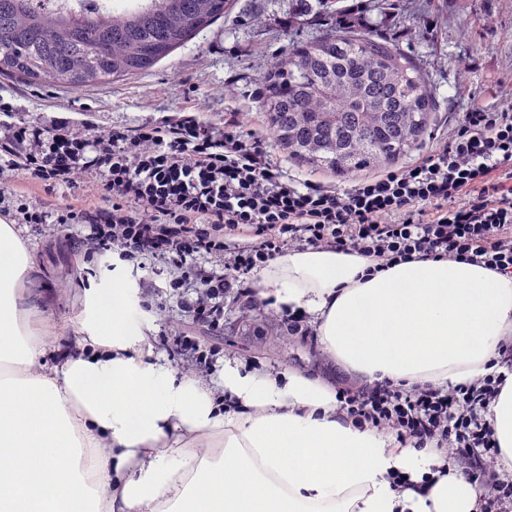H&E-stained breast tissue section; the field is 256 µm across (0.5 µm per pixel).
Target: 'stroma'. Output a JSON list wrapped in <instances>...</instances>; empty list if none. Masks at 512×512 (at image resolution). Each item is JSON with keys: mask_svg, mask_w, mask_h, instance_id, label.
<instances>
[{"mask_svg": "<svg viewBox=\"0 0 512 512\" xmlns=\"http://www.w3.org/2000/svg\"><path fill=\"white\" fill-rule=\"evenodd\" d=\"M255 14L261 24L252 23ZM340 18L412 51L438 102L422 146L448 136L447 115L459 119L475 105L494 111L512 104V0H395L391 7L385 0H231L222 19L142 73L80 87L0 75V100L16 119L35 122L42 113L59 112L82 129L157 121L182 112L190 99L198 102L202 121L216 127L230 113L244 112L249 130L266 140L293 180L344 189L352 177L293 160L270 140L265 110L266 77L274 58L335 28ZM22 235L35 258L22 294L43 321L39 339L47 353L65 352L71 342L81 341L78 321L86 302L111 299L112 283L119 280L129 290L132 313L155 357L175 378H185L170 355V331L180 319L175 300L160 309L145 307L130 267L120 263L87 278L80 254L65 246L46 247L27 227ZM274 310L266 305L244 321L226 309L224 328L216 335L223 360L247 372L302 371L325 381L335 376L336 360L321 344L289 336Z\"/></svg>", "mask_w": 512, "mask_h": 512, "instance_id": "obj_1", "label": "stroma"}]
</instances>
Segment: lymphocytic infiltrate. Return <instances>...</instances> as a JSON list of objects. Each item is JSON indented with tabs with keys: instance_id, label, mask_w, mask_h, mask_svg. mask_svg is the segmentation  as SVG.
<instances>
[{
	"instance_id": "obj_1",
	"label": "lymphocytic infiltrate",
	"mask_w": 512,
	"mask_h": 512,
	"mask_svg": "<svg viewBox=\"0 0 512 512\" xmlns=\"http://www.w3.org/2000/svg\"><path fill=\"white\" fill-rule=\"evenodd\" d=\"M19 181L69 190L93 183L112 203L47 209L21 194ZM0 216L86 262L118 256L140 271L145 302L176 299L182 323L172 353L203 377L220 349L195 327L223 328L228 302L245 318L261 309L255 280L290 248L356 252L378 271L433 258L511 276L512 107L473 109L407 165L343 190L288 179L236 112L220 128L193 106L135 127L81 131L60 116L0 123ZM511 376L510 342L494 370L446 388L340 377L336 415L436 450L438 463L421 481L392 475L396 491L454 465L477 484L480 512H512V470L487 418Z\"/></svg>"
}]
</instances>
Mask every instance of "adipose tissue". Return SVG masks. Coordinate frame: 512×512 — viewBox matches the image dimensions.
Masks as SVG:
<instances>
[{"instance_id":"1","label":"adipose tissue","mask_w":512,"mask_h":512,"mask_svg":"<svg viewBox=\"0 0 512 512\" xmlns=\"http://www.w3.org/2000/svg\"><path fill=\"white\" fill-rule=\"evenodd\" d=\"M367 259L289 250L259 274L264 295L314 315L324 349L366 383L455 385L512 340V276L414 260L367 275ZM31 255L0 224V512H477L457 468L421 490L429 450L336 417L331 386L224 367L222 392L175 379L113 282L80 320L84 354L47 365L18 310ZM240 412H221L217 394ZM488 419L512 468V378Z\"/></svg>"}]
</instances>
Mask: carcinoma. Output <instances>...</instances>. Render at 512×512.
I'll return each instance as SVG.
<instances>
[{
  "label": "carcinoma",
  "instance_id": "obj_1",
  "mask_svg": "<svg viewBox=\"0 0 512 512\" xmlns=\"http://www.w3.org/2000/svg\"><path fill=\"white\" fill-rule=\"evenodd\" d=\"M0 0V74L79 87L149 69L208 27L229 0H139L89 22ZM268 123L290 157L339 176L394 163L437 103L411 54L339 28L276 59Z\"/></svg>",
  "mask_w": 512,
  "mask_h": 512
}]
</instances>
